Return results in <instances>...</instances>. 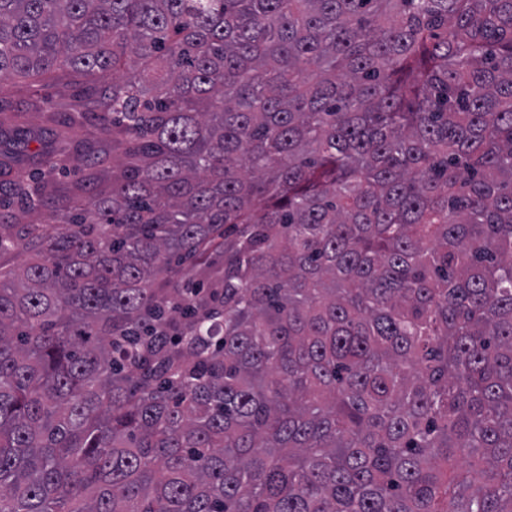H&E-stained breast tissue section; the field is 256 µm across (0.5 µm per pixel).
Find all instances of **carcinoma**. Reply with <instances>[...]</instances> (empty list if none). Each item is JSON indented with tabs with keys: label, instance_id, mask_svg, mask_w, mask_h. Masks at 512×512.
<instances>
[{
	"label": "carcinoma",
	"instance_id": "carcinoma-1",
	"mask_svg": "<svg viewBox=\"0 0 512 512\" xmlns=\"http://www.w3.org/2000/svg\"><path fill=\"white\" fill-rule=\"evenodd\" d=\"M51 73L105 139L0 97V512H512V0H0Z\"/></svg>",
	"mask_w": 512,
	"mask_h": 512
}]
</instances>
